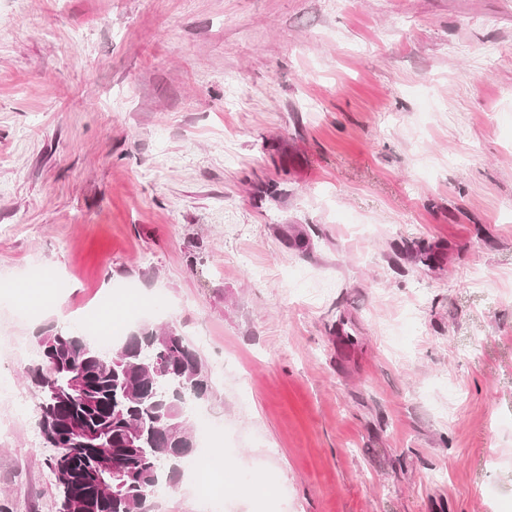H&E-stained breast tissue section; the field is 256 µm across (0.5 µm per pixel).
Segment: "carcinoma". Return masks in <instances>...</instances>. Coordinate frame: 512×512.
Listing matches in <instances>:
<instances>
[{
  "instance_id": "carcinoma-1",
  "label": "carcinoma",
  "mask_w": 512,
  "mask_h": 512,
  "mask_svg": "<svg viewBox=\"0 0 512 512\" xmlns=\"http://www.w3.org/2000/svg\"><path fill=\"white\" fill-rule=\"evenodd\" d=\"M38 425L58 491V512H154L162 483L178 484L194 453L188 403L211 389L192 342L147 323L105 349L76 328L38 337ZM83 380L66 393L67 381Z\"/></svg>"
}]
</instances>
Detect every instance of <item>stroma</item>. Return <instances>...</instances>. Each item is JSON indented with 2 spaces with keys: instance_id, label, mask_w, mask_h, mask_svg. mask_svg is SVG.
<instances>
[{
  "instance_id": "obj_1",
  "label": "stroma",
  "mask_w": 512,
  "mask_h": 512,
  "mask_svg": "<svg viewBox=\"0 0 512 512\" xmlns=\"http://www.w3.org/2000/svg\"><path fill=\"white\" fill-rule=\"evenodd\" d=\"M37 270L0 381L105 301L206 334L231 512H512V0H0V290ZM37 421L0 393V512H56ZM56 288L54 283L50 280H43L39 284H31L30 286L23 287V291H15L17 298L12 301L17 305L30 308L31 303L42 302L45 303L51 300V290ZM31 302V303H30Z\"/></svg>"
}]
</instances>
